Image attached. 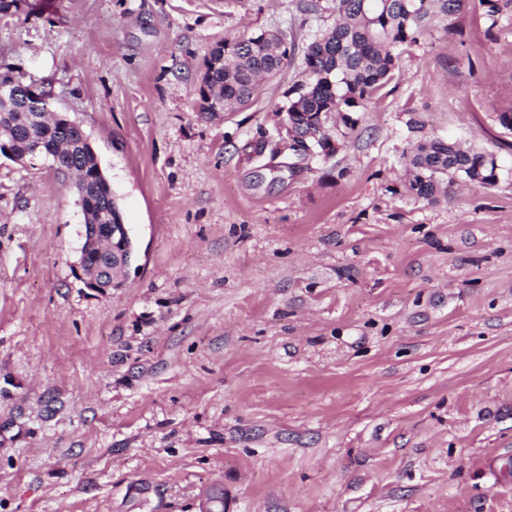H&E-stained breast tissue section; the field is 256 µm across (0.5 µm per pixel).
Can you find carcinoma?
<instances>
[{
  "mask_svg": "<svg viewBox=\"0 0 512 512\" xmlns=\"http://www.w3.org/2000/svg\"><path fill=\"white\" fill-rule=\"evenodd\" d=\"M336 21L315 36L306 46L302 68L307 80L293 84L285 97L288 104L281 112L293 114L300 135L315 134L311 145L320 149L330 141L340 142L346 130L355 128L351 113L391 79L400 47L417 41L422 25L436 14L458 12L464 0H333ZM486 16L495 18L512 0H478ZM224 64L203 75L210 94L224 100V108L248 104L259 88L258 78L271 79L295 59V44H288L278 33L266 37L260 31L249 37L218 42L210 50L205 64L218 57ZM9 105H0V125L8 139L25 146L29 138L42 143L43 153L53 157L56 166L80 169L89 159L87 144L73 132L69 149L57 154L52 149L60 135L56 121L33 120V109L25 100L9 97ZM336 114L342 127L328 126ZM321 117L320 123L313 118ZM462 180L489 186L499 179L493 155L440 139L419 143L410 159L407 187L416 196L432 200L440 186Z\"/></svg>",
  "mask_w": 512,
  "mask_h": 512,
  "instance_id": "carcinoma-1",
  "label": "carcinoma"
}]
</instances>
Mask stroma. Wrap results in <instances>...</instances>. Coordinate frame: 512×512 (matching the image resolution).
<instances>
[{"label":"stroma","instance_id":"stroma-1","mask_svg":"<svg viewBox=\"0 0 512 512\" xmlns=\"http://www.w3.org/2000/svg\"><path fill=\"white\" fill-rule=\"evenodd\" d=\"M334 21L299 0H21L0 71L89 135L138 259L75 279L83 213L0 155V512H512V8L466 0L399 56L331 157L276 111L198 108L211 48ZM494 186L405 188L424 140Z\"/></svg>","mask_w":512,"mask_h":512}]
</instances>
